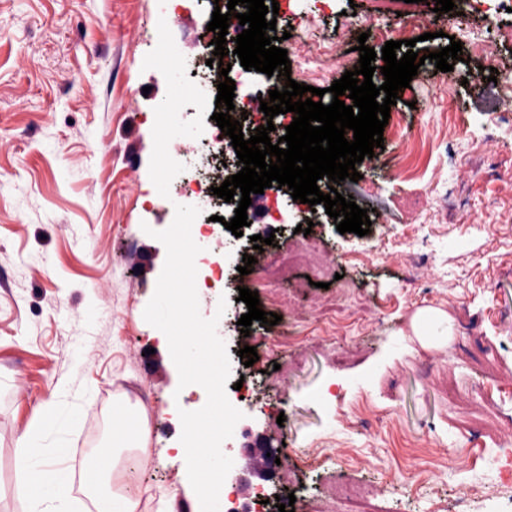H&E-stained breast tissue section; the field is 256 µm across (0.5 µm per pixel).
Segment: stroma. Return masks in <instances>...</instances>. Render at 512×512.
Wrapping results in <instances>:
<instances>
[{
	"instance_id": "stroma-1",
	"label": "stroma",
	"mask_w": 512,
	"mask_h": 512,
	"mask_svg": "<svg viewBox=\"0 0 512 512\" xmlns=\"http://www.w3.org/2000/svg\"><path fill=\"white\" fill-rule=\"evenodd\" d=\"M283 28L313 22L284 42L291 77L307 69L329 88L358 62L357 38L384 47L387 19L374 0H278ZM416 20L415 52L462 43L464 61L441 72L425 60L390 110L398 134L356 167L358 182L338 191L369 210V234H340L333 218L297 233L308 205L273 189L253 195L249 224L234 250L202 239L223 277L198 268L203 317L231 358L228 390L243 419L223 444L235 470L257 468L246 452L264 436L280 458L275 484L295 495V512L319 505L348 512L344 483L361 484L370 512H512V469L499 474L482 441L462 439L469 416L487 433L512 434V130L483 141L499 115L512 113V15L488 0L467 25L432 12L425 0L403 6ZM209 0H0V512H30L13 492L23 438L38 428L43 458L56 449L77 479L112 441V402L144 410L146 448L127 480L138 512H194L178 443V409L207 396L188 386L157 352L158 331L144 309L166 250L149 229L173 221L179 185L165 157L195 162L206 151L200 117L177 93L210 39ZM349 30L336 42V66L316 52L319 34ZM497 68L500 82L484 79ZM462 200L443 208L445 194ZM273 236L268 254L311 240L301 262L306 284L283 295L287 347L271 351V328L252 323L240 288L267 301L260 269L240 275L254 235ZM342 287H333L334 277ZM225 311H218L219 300ZM437 314L447 334L421 336L417 313ZM254 347L245 366L238 352ZM55 417L41 422L44 405Z\"/></svg>"
}]
</instances>
